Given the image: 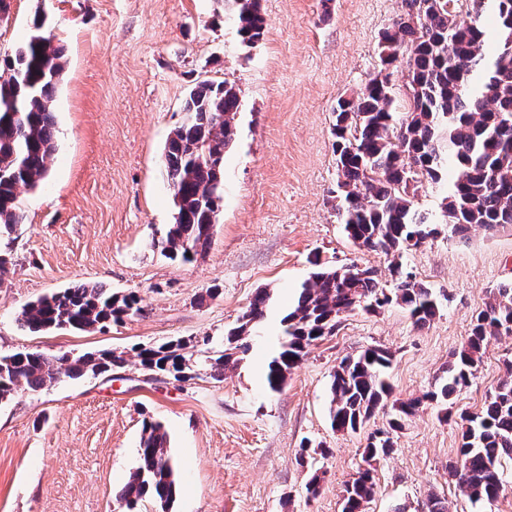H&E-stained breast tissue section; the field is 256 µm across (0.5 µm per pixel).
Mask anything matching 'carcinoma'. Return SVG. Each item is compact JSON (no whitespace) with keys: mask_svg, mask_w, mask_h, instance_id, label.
<instances>
[{"mask_svg":"<svg viewBox=\"0 0 512 512\" xmlns=\"http://www.w3.org/2000/svg\"><path fill=\"white\" fill-rule=\"evenodd\" d=\"M246 46L264 35L260 0H224ZM21 43L0 71V237L22 224L17 186L35 189L48 173L57 147L53 101L64 68V50L41 33V25ZM496 51L486 52L489 40ZM379 69L349 99L337 102L333 125L338 181L337 215L347 238L391 258L394 288L383 287L378 270L333 267L312 261L316 271L302 286L282 319L284 337L266 370L268 388L281 390L312 346L333 336L342 318L358 309L375 311L391 303L424 326L439 313L431 288L403 269L405 251L439 233L414 205L417 190L440 182L450 165L457 175L444 198L448 230L461 237L473 226H512V0H403V12L379 40ZM406 77L408 102L392 88L394 73ZM240 91L225 82L192 87L182 123L165 145V173L172 190L174 223L157 246L171 259L192 261L204 253L223 207L224 154L237 135ZM269 290L256 291L231 328L224 349L211 352L182 339L133 349L148 374L186 381L205 371L221 380L235 368V351L264 318ZM140 311L138 296L119 295L98 284H79L24 305L20 325L32 333L52 329L90 331L119 323ZM512 325V282L497 287L493 299L472 318L465 344L448 364L447 379L434 391L393 405L388 428L368 441L369 464L389 455L392 433L425 403L446 405L468 387L483 351L501 327ZM392 354L381 347L343 358L331 375L329 416L338 432H354L387 405L384 379ZM126 352H87L71 359L43 352L0 354V400L26 389L39 391L64 378L77 379L124 369ZM461 445L448 463V477L474 505L486 506L505 492L500 468L512 461V361L481 410L459 415ZM139 465L119 498L137 512L147 496L169 505L176 496L175 466L162 425L144 420ZM372 468L357 472L343 494L341 512H364L375 493Z\"/></svg>","mask_w":512,"mask_h":512,"instance_id":"carcinoma-1","label":"carcinoma"}]
</instances>
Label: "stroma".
Returning a JSON list of instances; mask_svg holds the SVG:
<instances>
[{
  "label": "stroma",
  "mask_w": 512,
  "mask_h": 512,
  "mask_svg": "<svg viewBox=\"0 0 512 512\" xmlns=\"http://www.w3.org/2000/svg\"><path fill=\"white\" fill-rule=\"evenodd\" d=\"M0 16V63L41 16L65 49L54 112L57 148L47 177L21 191L25 220L0 239L12 263L0 279V354L80 355L225 331L257 289L270 290L259 335L237 367L217 381L145 379L136 365L66 380L0 401V512H126L121 488L138 464L144 419L162 423L177 463L170 512H341L346 484L362 466L376 413L357 432L330 426L329 382L337 363L370 346L390 350L391 397L434 390L465 342L473 314L512 280V226L441 232L404 252L403 264L436 294L440 313L415 326L390 304L347 314L313 346L280 391L265 371L282 318L319 257L333 266L377 269L389 258L349 241L336 211L333 125L378 64L381 32L401 0H260L263 38L241 43L224 0H9ZM229 82L241 90L238 137L224 157V207L204 254L190 263L155 241L173 221L165 143L184 120L191 86ZM79 283L133 292L141 312L89 332L32 333L18 315L29 301ZM512 360V334L487 346L472 384L449 411L424 404L394 433L393 452L374 464L376 493L365 512H421L429 495L448 512H512L506 491L478 509L448 478L461 443L460 413L477 412ZM326 448L297 462L303 440ZM318 495H308L312 474Z\"/></svg>",
  "instance_id": "obj_1"
}]
</instances>
